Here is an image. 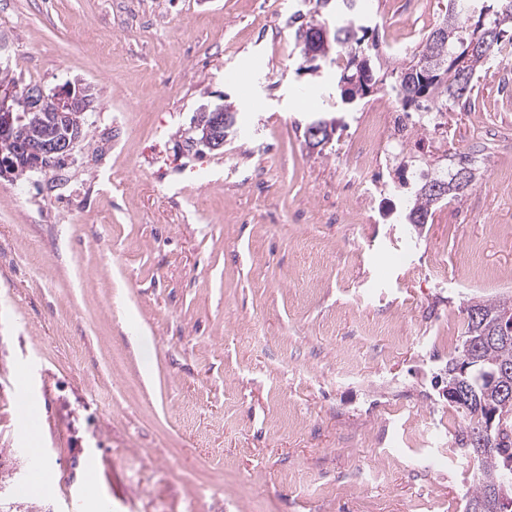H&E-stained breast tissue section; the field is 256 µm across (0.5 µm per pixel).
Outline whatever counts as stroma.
<instances>
[{"instance_id": "1", "label": "stroma", "mask_w": 512, "mask_h": 512, "mask_svg": "<svg viewBox=\"0 0 512 512\" xmlns=\"http://www.w3.org/2000/svg\"><path fill=\"white\" fill-rule=\"evenodd\" d=\"M406 2L359 0L398 65L447 0ZM300 7L0 0V72L92 94L62 166L0 176V512H464L465 418L434 378L464 303L512 297V94L484 73L447 147L415 128L387 162L483 144L462 199L374 221L340 190L352 154L304 139L328 75L300 68ZM217 104L236 135L189 145ZM19 373L69 497L35 492Z\"/></svg>"}]
</instances>
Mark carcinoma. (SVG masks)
Instances as JSON below:
<instances>
[{"instance_id":"1","label":"carcinoma","mask_w":512,"mask_h":512,"mask_svg":"<svg viewBox=\"0 0 512 512\" xmlns=\"http://www.w3.org/2000/svg\"><path fill=\"white\" fill-rule=\"evenodd\" d=\"M355 0H313L307 12L291 17L297 25L296 40L301 43L302 65L313 73L338 61L343 69L336 75L337 104L348 112L359 101L382 86L405 116L415 115L417 123L427 127L430 114L446 112L465 105L482 72L503 57L512 45V0H480L487 11L477 13L484 18V30L491 33L485 48L465 56L469 38V13L461 11L460 0H448L441 20L422 38L419 50L401 66L390 67L377 46L360 49L358 32L368 27L355 22L328 27L315 19L328 7L335 13L349 12ZM24 140L54 147L59 128L65 119L56 112H32L26 121ZM475 157L458 154L455 169L434 172L423 181L407 183L405 170H398V183L415 188L405 192L406 206L400 219L406 224H426L432 209L439 204L426 189L433 182L454 184L448 202L462 197L474 184ZM509 297L470 301L465 311L466 327L461 350L448 359L445 375L459 385L461 399L451 401L468 418L467 425L454 439L456 450L476 464L472 490L466 495L465 512H512L500 495L504 475L512 477V332L502 333L500 320ZM466 363V374L457 372ZM497 414L491 434L481 438L488 416Z\"/></svg>"}]
</instances>
